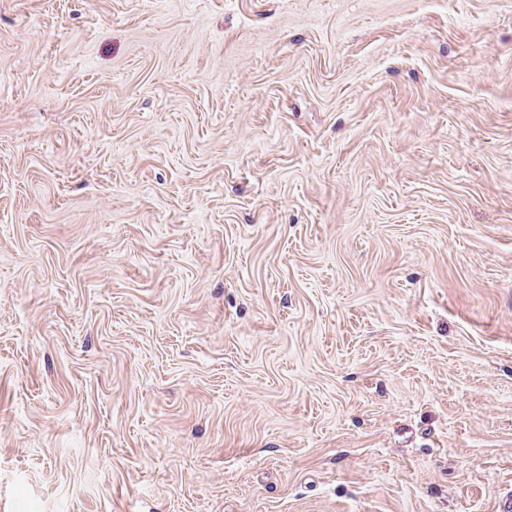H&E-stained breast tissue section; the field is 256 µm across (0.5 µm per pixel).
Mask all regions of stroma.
<instances>
[{"label": "stroma", "instance_id": "obj_1", "mask_svg": "<svg viewBox=\"0 0 512 512\" xmlns=\"http://www.w3.org/2000/svg\"><path fill=\"white\" fill-rule=\"evenodd\" d=\"M512 0H0V512H499Z\"/></svg>", "mask_w": 512, "mask_h": 512}]
</instances>
